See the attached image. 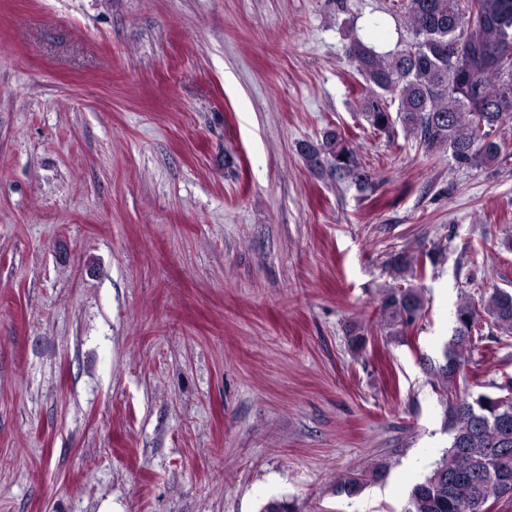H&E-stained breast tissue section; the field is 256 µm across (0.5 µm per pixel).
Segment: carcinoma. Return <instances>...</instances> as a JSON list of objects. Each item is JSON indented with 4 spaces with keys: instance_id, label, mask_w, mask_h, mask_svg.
Segmentation results:
<instances>
[{
    "instance_id": "obj_1",
    "label": "carcinoma",
    "mask_w": 512,
    "mask_h": 512,
    "mask_svg": "<svg viewBox=\"0 0 512 512\" xmlns=\"http://www.w3.org/2000/svg\"><path fill=\"white\" fill-rule=\"evenodd\" d=\"M410 37L378 52L353 36L349 57L364 81L360 111L370 127L388 133L398 119L427 153L448 152L459 168L489 165L512 155L499 129L512 121V0H403ZM300 152L315 169L329 167L338 177L368 185L356 147L331 130ZM421 257L399 252L387 266L400 279H422ZM424 301L413 285L385 289L380 320L401 333L422 317ZM454 329L441 358L428 360L432 385L445 397L452 440L443 458L410 493L405 512H488L490 497L512 500V382L496 395L460 394L456 384L472 355L493 331L512 335V293L485 288L468 296L454 313ZM383 467L349 474L336 493L352 496Z\"/></svg>"
}]
</instances>
